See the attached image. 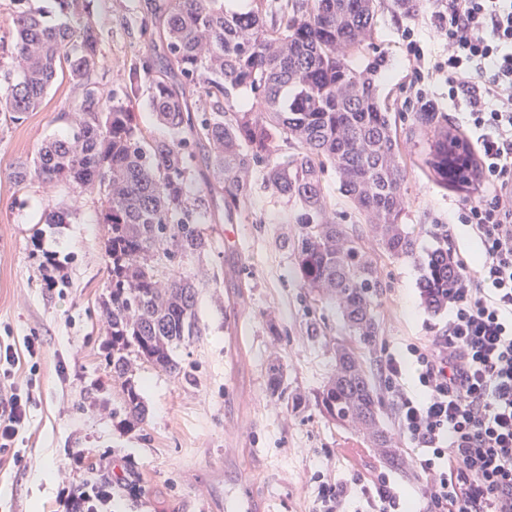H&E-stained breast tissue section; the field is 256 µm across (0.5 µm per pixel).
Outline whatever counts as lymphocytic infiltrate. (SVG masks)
Instances as JSON below:
<instances>
[{
    "mask_svg": "<svg viewBox=\"0 0 512 512\" xmlns=\"http://www.w3.org/2000/svg\"><path fill=\"white\" fill-rule=\"evenodd\" d=\"M432 24L442 54L421 62L417 81L441 79L464 115L465 146L478 159L484 192L459 219L482 246L476 268L460 263L448 324L434 344L410 345L423 397L410 396L403 361L382 355L397 421L434 480L429 512H512V0H440ZM29 398L0 389V452L25 431ZM316 512H405L387 474L314 476Z\"/></svg>",
    "mask_w": 512,
    "mask_h": 512,
    "instance_id": "1",
    "label": "lymphocytic infiltrate"
}]
</instances>
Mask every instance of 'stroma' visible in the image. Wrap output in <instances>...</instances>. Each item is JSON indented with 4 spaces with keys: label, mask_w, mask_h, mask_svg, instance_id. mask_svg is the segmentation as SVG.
I'll return each instance as SVG.
<instances>
[{
    "label": "stroma",
    "mask_w": 512,
    "mask_h": 512,
    "mask_svg": "<svg viewBox=\"0 0 512 512\" xmlns=\"http://www.w3.org/2000/svg\"><path fill=\"white\" fill-rule=\"evenodd\" d=\"M437 7L428 0L425 11L407 20L382 0L374 18L375 45L387 58L382 94L407 168L406 224L423 253L437 245L432 225L447 222L475 195L470 186L442 188L428 178L429 137L411 124L417 100L404 32L413 30L425 52L436 51L430 13ZM92 9L101 36L96 81L132 105L146 139L165 135L146 91L133 96L126 85L129 69L142 62L164 67L149 0H93ZM78 100L72 84L59 79L39 109L0 123V341H43L21 460L0 458V512H68L63 491L80 488L88 476L70 460L78 448L111 477L136 483V494L116 490L112 512H243L253 497L267 512H314L313 476L320 471L340 480L384 472L411 497L430 483L397 425L379 360L386 349L402 354L409 345L431 344L447 311L428 310L417 266L380 252L368 235L365 246L387 284L376 301L379 333L368 345L349 336L336 307L302 286L289 245L296 227L285 221L293 205L266 187L258 169L241 214L229 221L235 238H225L224 201L214 198L211 217L202 220L210 246L180 267L198 286L201 336L174 350L176 373L132 360L145 415L125 424L102 308L109 274L101 201L37 181L18 187L10 178L13 165L33 158L43 140L69 131L64 114ZM58 203L76 208L74 223L41 224L45 207ZM49 251L63 266L53 281L43 266ZM340 339L376 389L401 465L389 464L365 434L337 425L315 404L336 367ZM274 363L283 367L276 393L268 385ZM292 396L301 397L300 406L288 405Z\"/></svg>",
    "instance_id": "obj_1"
}]
</instances>
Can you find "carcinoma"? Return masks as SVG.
<instances>
[{
	"label": "carcinoma",
	"instance_id": "1",
	"mask_svg": "<svg viewBox=\"0 0 512 512\" xmlns=\"http://www.w3.org/2000/svg\"><path fill=\"white\" fill-rule=\"evenodd\" d=\"M32 7L14 0V40L1 46L13 69L0 86V114L16 121L43 102L57 72L81 95L71 133L51 138L31 161L14 166L17 186L31 179L61 185L79 195L103 199L105 256L112 372L122 380L125 421L144 418V406L129 376L130 356L174 372L173 345L200 335L198 288L178 272L159 279V267L204 251L200 225L205 206L195 187L185 129L208 143L214 181L206 194L224 199L227 218L249 197L250 173L263 165L269 188L294 204L287 223L298 225L293 252L303 285L339 306L349 335L364 344L378 335L375 300L386 287L363 234L327 219L323 185L327 169L353 208L371 220L384 252L419 264L421 298L439 312L460 276L443 236L421 257L405 224L407 172L394 135L378 76L385 57L364 43L379 0H250L246 11L227 0H163L159 6L167 62L184 85L204 90L208 100L191 116L184 92L165 79L150 78L148 65L128 74L129 87L150 80L149 108L166 129L145 140L130 106L114 100L94 80L100 63L99 31L90 0H45ZM425 0H393L405 18ZM252 96L242 106L238 93ZM412 124L432 134L426 166L443 187L474 177L467 156L456 153L457 138L441 126L438 113L422 106ZM294 141L283 157L279 141ZM75 211L46 209L45 224H71ZM336 424L358 426L391 464L398 449L382 426L377 396L352 349L336 343V371L316 395Z\"/></svg>",
	"mask_w": 512,
	"mask_h": 512
}]
</instances>
